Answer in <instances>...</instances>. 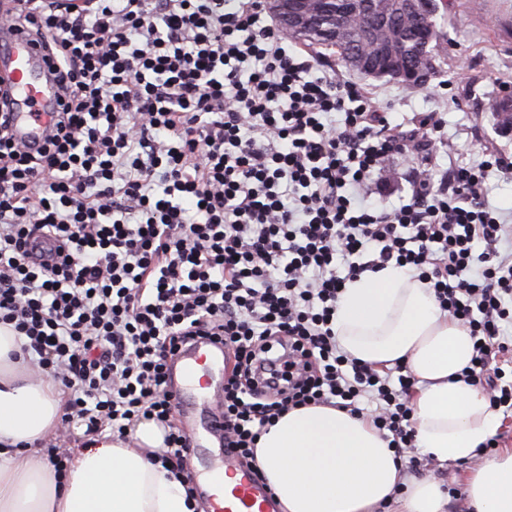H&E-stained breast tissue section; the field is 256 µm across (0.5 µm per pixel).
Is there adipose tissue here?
Here are the masks:
<instances>
[{
  "label": "adipose tissue",
  "mask_w": 512,
  "mask_h": 512,
  "mask_svg": "<svg viewBox=\"0 0 512 512\" xmlns=\"http://www.w3.org/2000/svg\"><path fill=\"white\" fill-rule=\"evenodd\" d=\"M336 341L377 369L402 367L416 446L441 463L485 455L466 495L473 512H512V448L486 455L499 421L489 393L464 380L473 355L467 331L440 311L430 288L400 269L349 281L336 304ZM16 336L0 332V512H191L184 485L151 455L163 432L137 426L136 448L103 438L73 456L56 482L40 444L61 415L55 385L26 371ZM256 462L281 512H445L434 479H407L370 418L330 406L292 409L262 435Z\"/></svg>",
  "instance_id": "ef3b65f1"
}]
</instances>
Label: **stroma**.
Here are the masks:
<instances>
[{"label":"stroma","instance_id":"stroma-1","mask_svg":"<svg viewBox=\"0 0 512 512\" xmlns=\"http://www.w3.org/2000/svg\"><path fill=\"white\" fill-rule=\"evenodd\" d=\"M445 52L435 76L425 85L407 86L364 79L336 59L316 55L323 70L367 90L378 106L400 121L416 112L440 108L446 114L449 151L438 158L440 167L478 159L483 152L512 155V133H500L489 106L512 86V0H452L442 29ZM406 467L408 478L430 475L448 486L449 512H471L465 487L475 462L441 464L418 455Z\"/></svg>","mask_w":512,"mask_h":512}]
</instances>
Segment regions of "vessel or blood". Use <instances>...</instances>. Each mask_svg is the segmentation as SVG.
I'll use <instances>...</instances> for the list:
<instances>
[{
	"instance_id": "1",
	"label": "vessel or blood",
	"mask_w": 512,
	"mask_h": 512,
	"mask_svg": "<svg viewBox=\"0 0 512 512\" xmlns=\"http://www.w3.org/2000/svg\"><path fill=\"white\" fill-rule=\"evenodd\" d=\"M0 56L7 59L4 80L14 92L18 139L24 144L37 142L56 108V89L27 37L5 35L0 40ZM228 366L223 345L196 343L184 348L169 367L168 387L175 394L182 422L189 425L191 475L211 512H277L276 501L264 484L230 455H222V469L205 466L210 448L224 442L222 413L213 394L223 385Z\"/></svg>"
}]
</instances>
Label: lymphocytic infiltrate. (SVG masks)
<instances>
[{"instance_id":"obj_1","label":"lymphocytic infiltrate","mask_w":512,"mask_h":512,"mask_svg":"<svg viewBox=\"0 0 512 512\" xmlns=\"http://www.w3.org/2000/svg\"><path fill=\"white\" fill-rule=\"evenodd\" d=\"M4 27L41 48L59 106L28 146L0 93V326L59 383L68 439L154 423L159 463L199 501L166 362L208 337L233 355L224 445L242 466L308 405L370 417L406 457L410 377L334 331L346 282L386 267L466 327L463 377L491 372L494 408L512 411V223L489 201L511 156L439 168L443 112L394 122L291 48L264 0H0ZM395 154L416 166L410 192L360 200Z\"/></svg>"}]
</instances>
